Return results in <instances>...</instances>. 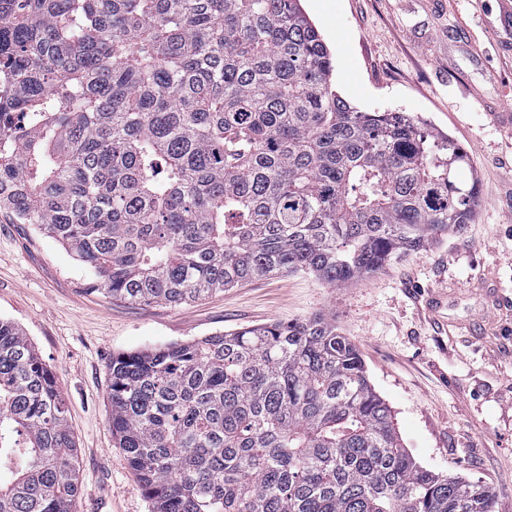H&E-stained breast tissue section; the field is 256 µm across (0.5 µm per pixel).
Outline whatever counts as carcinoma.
<instances>
[{"mask_svg": "<svg viewBox=\"0 0 512 512\" xmlns=\"http://www.w3.org/2000/svg\"><path fill=\"white\" fill-rule=\"evenodd\" d=\"M300 0H0V210L90 290L183 304L274 274L331 287L472 223L448 135L332 86ZM109 426L150 512H494L421 466L357 346L315 315L112 356ZM55 374L0 319V512H72Z\"/></svg>", "mask_w": 512, "mask_h": 512, "instance_id": "carcinoma-1", "label": "carcinoma"}]
</instances>
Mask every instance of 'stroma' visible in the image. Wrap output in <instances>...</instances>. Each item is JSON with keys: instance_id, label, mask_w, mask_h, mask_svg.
<instances>
[{"instance_id": "obj_1", "label": "stroma", "mask_w": 512, "mask_h": 512, "mask_svg": "<svg viewBox=\"0 0 512 512\" xmlns=\"http://www.w3.org/2000/svg\"><path fill=\"white\" fill-rule=\"evenodd\" d=\"M333 56V87L367 111L400 110L471 160L473 223L362 281L297 272L192 303L86 292V265L0 211V318L55 373L78 448L74 512H150L108 421L114 354L324 314L359 348L416 461L489 486L512 512V15L500 0H301ZM442 295L438 318L425 311Z\"/></svg>"}]
</instances>
